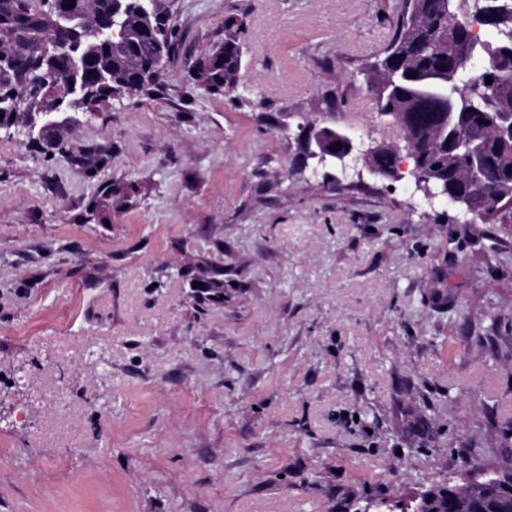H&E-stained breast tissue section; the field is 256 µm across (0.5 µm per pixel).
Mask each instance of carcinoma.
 I'll use <instances>...</instances> for the list:
<instances>
[{"label": "carcinoma", "instance_id": "1", "mask_svg": "<svg viewBox=\"0 0 512 512\" xmlns=\"http://www.w3.org/2000/svg\"><path fill=\"white\" fill-rule=\"evenodd\" d=\"M130 17L129 43L103 50L90 28L58 24L50 0H0V124L13 125L15 97H26L34 110L48 102L45 90L67 97L66 81L52 70L50 51L87 60V70L108 71V92L87 88L70 111L83 110L101 96L151 95L161 70L179 46L167 11L156 0H110ZM242 21L224 19V41L209 60L199 63V88L209 93L232 90L241 65L235 33ZM496 34L482 41L474 26ZM368 91L379 113L399 126L403 144L378 148L375 163L386 172L388 153L412 150L420 158L414 179L424 176L431 188L446 193L480 221L512 206V0H404L395 34L382 56L366 62ZM494 89L485 91V77ZM439 168H434V165ZM462 485L431 486L402 512H512V456L484 475L466 470Z\"/></svg>", "mask_w": 512, "mask_h": 512}]
</instances>
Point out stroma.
Instances as JSON below:
<instances>
[{"label": "stroma", "instance_id": "1", "mask_svg": "<svg viewBox=\"0 0 512 512\" xmlns=\"http://www.w3.org/2000/svg\"><path fill=\"white\" fill-rule=\"evenodd\" d=\"M161 4L154 97L50 160L0 130V512H355L512 454V227L296 140L397 142L357 66L401 0ZM228 15L236 86L196 89ZM314 122L308 116L300 117V121L296 125L297 129V137L304 135L300 139V144L302 145L307 160H314L315 158H319V163L313 167V172H317L318 166L326 167L329 164H334L339 166L341 170L346 173L347 168L350 166V161L361 160L364 166L368 167L371 171H373L372 157L373 154L371 151H364L360 153L359 156L353 157V153L355 149H357L355 145V139L348 134H345L346 139L349 141L351 148L346 153L336 154V152L332 151L331 147L325 145L323 143H317L315 139V132L318 126H315L310 132L307 131L314 126ZM307 133V134H306ZM327 156H329V161L326 162ZM322 164V165H320Z\"/></svg>", "mask_w": 512, "mask_h": 512}]
</instances>
